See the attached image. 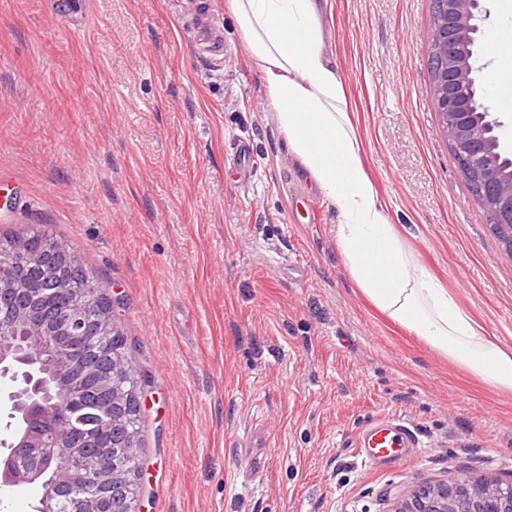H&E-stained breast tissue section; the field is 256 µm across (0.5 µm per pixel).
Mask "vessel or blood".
I'll return each instance as SVG.
<instances>
[{
  "mask_svg": "<svg viewBox=\"0 0 512 512\" xmlns=\"http://www.w3.org/2000/svg\"><path fill=\"white\" fill-rule=\"evenodd\" d=\"M50 8L71 30L79 31L87 25V6H74L70 0H52ZM357 444L363 463L372 465L388 461L401 464L410 457L417 441L403 421L391 417L368 423L359 432Z\"/></svg>",
  "mask_w": 512,
  "mask_h": 512,
  "instance_id": "b4317fda",
  "label": "vessel or blood"
}]
</instances>
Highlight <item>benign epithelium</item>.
Segmentation results:
<instances>
[{"instance_id": "1", "label": "benign epithelium", "mask_w": 512, "mask_h": 512, "mask_svg": "<svg viewBox=\"0 0 512 512\" xmlns=\"http://www.w3.org/2000/svg\"><path fill=\"white\" fill-rule=\"evenodd\" d=\"M485 0H437L430 49L437 62L438 80L432 85L441 118V129L456 160L460 175L473 189L477 204L495 224H512V156L503 147V124L491 117L482 102L475 66L479 44L485 40L483 22ZM78 271L73 260L54 275L56 294L69 291L70 279ZM29 293L14 275L13 263L0 258V378L11 382L3 399L10 437L0 441V490H11L38 482L42 472L20 468L16 457L37 449L54 459L81 458L84 474L75 475L67 468L57 471L55 484L43 494L36 512H57L58 485H73L78 479L99 487L112 484L111 450L87 451L89 443L62 420L56 397L62 392L56 370L70 361L44 364L28 353V339L42 338L44 353L54 354L64 340L79 338L87 344L103 345L112 341L114 328L101 319H91L76 310L50 314L19 299ZM81 380L96 379L97 387L112 403V375L99 374L90 364L75 370ZM393 512H512V481L469 479L462 484L426 485L401 501Z\"/></svg>"}]
</instances>
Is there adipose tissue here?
I'll list each match as a JSON object with an SVG mask.
<instances>
[{
    "label": "adipose tissue",
    "mask_w": 512,
    "mask_h": 512,
    "mask_svg": "<svg viewBox=\"0 0 512 512\" xmlns=\"http://www.w3.org/2000/svg\"><path fill=\"white\" fill-rule=\"evenodd\" d=\"M266 82L289 151L338 212L336 241L361 291L488 388L512 391V352L486 336L422 267L389 220L364 166L349 102L327 44L318 0H229ZM489 82L512 104V31L487 38Z\"/></svg>",
    "instance_id": "1"
}]
</instances>
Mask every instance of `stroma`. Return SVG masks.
<instances>
[{
    "label": "stroma",
    "mask_w": 512,
    "mask_h": 512,
    "mask_svg": "<svg viewBox=\"0 0 512 512\" xmlns=\"http://www.w3.org/2000/svg\"><path fill=\"white\" fill-rule=\"evenodd\" d=\"M323 23L364 163L415 260L512 347V254L457 171L428 72L432 0H330ZM217 27L224 60L198 51ZM247 143L253 169L231 158ZM0 232L73 246L136 364L140 512H390L421 486L512 478V393L389 320L336 244L338 213L289 153L227 0H0ZM402 417L421 446L363 464ZM263 429L261 470L227 444ZM81 1L84 2L79 9H76L75 5L73 3L71 4L69 0H52L49 6L53 13L60 17L69 29L72 31H80L87 25L89 9L87 0ZM364 464L391 462L403 464L417 448L414 433L398 418L379 419L361 429L357 439Z\"/></svg>",
    "instance_id": "35a3bbf8"
}]
</instances>
